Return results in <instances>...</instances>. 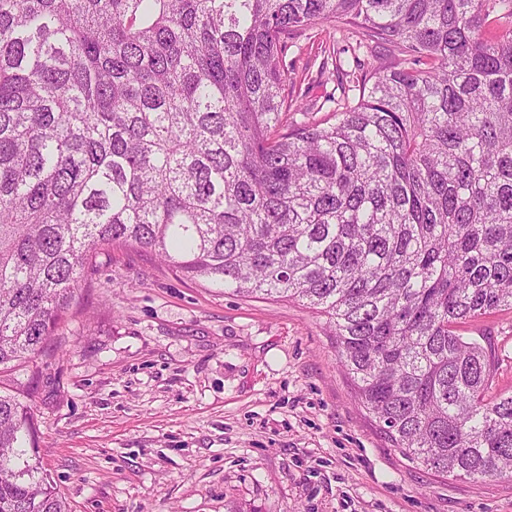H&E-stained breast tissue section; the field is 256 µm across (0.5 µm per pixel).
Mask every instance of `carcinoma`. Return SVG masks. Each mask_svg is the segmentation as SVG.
Masks as SVG:
<instances>
[{
	"instance_id": "1",
	"label": "carcinoma",
	"mask_w": 512,
	"mask_h": 512,
	"mask_svg": "<svg viewBox=\"0 0 512 512\" xmlns=\"http://www.w3.org/2000/svg\"><path fill=\"white\" fill-rule=\"evenodd\" d=\"M316 26L402 58L282 133ZM154 254L326 318L410 461L512 476V395L457 326L512 309V0H0V368L34 360L93 258ZM0 390V512H70Z\"/></svg>"
}]
</instances>
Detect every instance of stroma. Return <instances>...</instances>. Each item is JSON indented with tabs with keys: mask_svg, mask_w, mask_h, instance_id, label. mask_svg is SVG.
I'll use <instances>...</instances> for the list:
<instances>
[{
	"mask_svg": "<svg viewBox=\"0 0 512 512\" xmlns=\"http://www.w3.org/2000/svg\"><path fill=\"white\" fill-rule=\"evenodd\" d=\"M393 47L316 27L285 52L293 123L354 102L345 74ZM512 394V310L460 326ZM36 447L71 512H512V478L439 477L360 406L323 317L192 281L138 248L100 254L35 361Z\"/></svg>",
	"mask_w": 512,
	"mask_h": 512,
	"instance_id": "35a3bbf8",
	"label": "stroma"
}]
</instances>
